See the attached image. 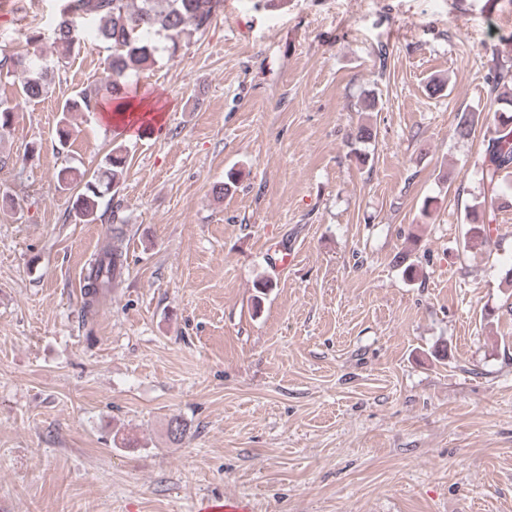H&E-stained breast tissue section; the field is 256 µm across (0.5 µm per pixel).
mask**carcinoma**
I'll return each mask as SVG.
<instances>
[{
    "instance_id": "1",
    "label": "carcinoma",
    "mask_w": 512,
    "mask_h": 512,
    "mask_svg": "<svg viewBox=\"0 0 512 512\" xmlns=\"http://www.w3.org/2000/svg\"><path fill=\"white\" fill-rule=\"evenodd\" d=\"M223 7V0H65L54 20L50 38L57 63H64L80 46L82 32L87 24L95 26L99 38L110 44L112 56L108 61V88L112 101L127 98L130 76L155 64L158 46L151 41L154 35L165 39L166 50L175 56L186 39L210 25ZM26 77L20 82L18 96L22 101L41 97L52 81L53 70L35 67L21 53L0 51V77L17 72ZM512 81L509 71L498 72L490 89L491 106L495 107L494 120L487 128L486 146L481 166L483 185L491 191L489 200L471 206L467 214L465 245L483 248L492 242L491 226L498 209V189L512 177ZM18 104L0 100V130L9 128ZM99 108L98 95L92 91H78L61 104V117L56 135L61 147L70 137V117L75 112L93 113ZM477 122L476 113L457 114L455 132L465 137ZM124 146L118 145L106 159V167L91 175L72 176L73 170L64 167L58 181L65 190L73 188L71 210L74 220L93 224L104 218L112 221V241L105 244L91 262L86 276L84 295L89 308L99 301L120 276L126 262L121 248L116 245L125 235V220L121 216V202L106 198L118 190L126 164ZM188 433V424L179 416L168 421L170 439L180 442Z\"/></svg>"
}]
</instances>
